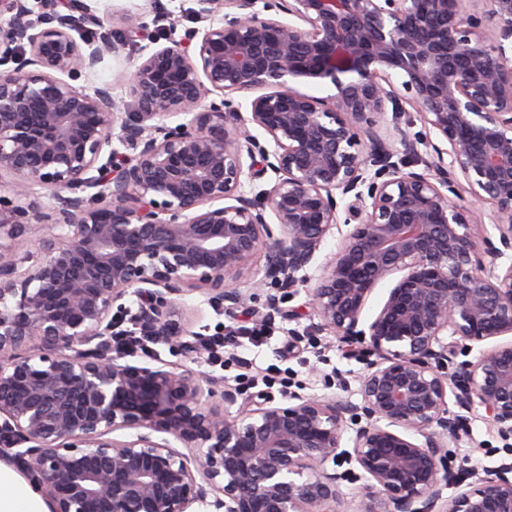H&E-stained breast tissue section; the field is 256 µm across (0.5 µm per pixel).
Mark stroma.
<instances>
[{"instance_id": "stroma-1", "label": "stroma", "mask_w": 512, "mask_h": 512, "mask_svg": "<svg viewBox=\"0 0 512 512\" xmlns=\"http://www.w3.org/2000/svg\"><path fill=\"white\" fill-rule=\"evenodd\" d=\"M97 8L132 7L138 9L147 24L143 38L136 47L127 49L120 61H107L98 79L112 83L117 69L131 70L140 62L139 49L149 38L166 35L168 29L184 33L193 27V0H92ZM313 281L299 282L286 300L285 315L276 316L268 325V338L261 346L232 345L224 348L223 366L211 365L208 359L190 362L179 351L165 344L152 345L148 352L126 356V363L150 368H190L224 378L225 382L241 387L245 398L268 394L280 398L286 392L304 396L339 394L351 401H359V379L366 365L347 357L337 337L319 330L318 319L309 308ZM298 331L301 343L290 344L288 334ZM468 435L461 444L450 445V459L454 467L468 473H480L497 466L512 451V438L504 439L488 419L484 408L475 406L464 414Z\"/></svg>"}]
</instances>
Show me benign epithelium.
Returning a JSON list of instances; mask_svg holds the SVG:
<instances>
[{
  "mask_svg": "<svg viewBox=\"0 0 512 512\" xmlns=\"http://www.w3.org/2000/svg\"><path fill=\"white\" fill-rule=\"evenodd\" d=\"M194 2L200 26L117 76L122 112L95 77L140 14L0 0V457L51 512H326L346 461L366 479L348 512H512V460L469 476L447 448L465 437L450 394L512 435V0ZM215 90L229 98L205 104ZM407 105L423 133L381 127ZM465 194L491 202V225ZM342 224L311 305L366 359L361 402H241L222 380L113 355L114 337L141 335L203 356L202 309L183 297L234 313L258 257L253 316L269 324Z\"/></svg>",
  "mask_w": 512,
  "mask_h": 512,
  "instance_id": "obj_1",
  "label": "benign epithelium"
}]
</instances>
